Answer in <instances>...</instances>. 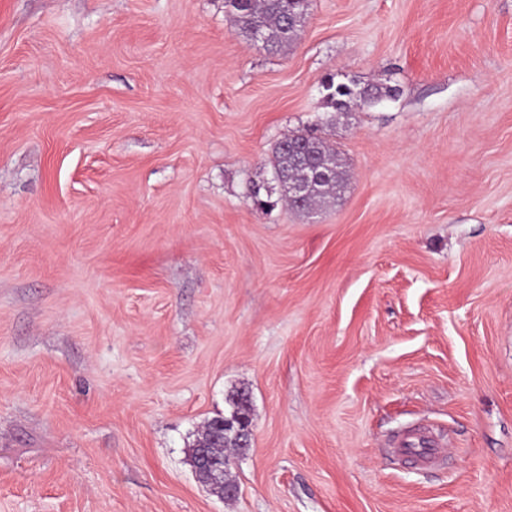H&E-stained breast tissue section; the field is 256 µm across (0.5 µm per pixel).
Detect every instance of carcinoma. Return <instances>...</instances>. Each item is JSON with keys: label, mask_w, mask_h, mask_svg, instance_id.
<instances>
[{"label": "carcinoma", "mask_w": 512, "mask_h": 512, "mask_svg": "<svg viewBox=\"0 0 512 512\" xmlns=\"http://www.w3.org/2000/svg\"><path fill=\"white\" fill-rule=\"evenodd\" d=\"M240 32L259 29L265 49L278 52L298 38L309 14L311 0H225ZM324 98L335 112L351 105L373 106L394 97L393 90L361 87L356 82L324 86ZM273 178L283 187L280 200L299 212L316 210L335 200L345 182L336 148L324 137L296 133L279 142L272 161Z\"/></svg>", "instance_id": "1"}]
</instances>
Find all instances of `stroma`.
Returning <instances> with one entry per match:
<instances>
[{
    "label": "stroma",
    "mask_w": 512,
    "mask_h": 512,
    "mask_svg": "<svg viewBox=\"0 0 512 512\" xmlns=\"http://www.w3.org/2000/svg\"><path fill=\"white\" fill-rule=\"evenodd\" d=\"M238 391L226 502L188 448ZM0 512H512V0H312L276 54L224 0H0ZM327 92L324 98L333 112H348L351 104L360 106H373L386 98L394 97L392 89L386 88L385 91L378 86L359 87L358 83L352 81L351 84L340 83L334 85L329 83L323 86ZM296 133L279 142L272 161L275 181L283 187L280 200L299 212H310L334 201L345 182V171L336 148L325 138ZM318 171L314 176L313 172ZM304 186L301 196L288 194V182ZM219 427L222 429L221 435L224 436L233 431L234 436L237 439L235 445V454L239 456L246 455L251 448L252 436H253V421L252 415L248 413H239L232 419H224Z\"/></svg>",
    "instance_id": "1"
}]
</instances>
